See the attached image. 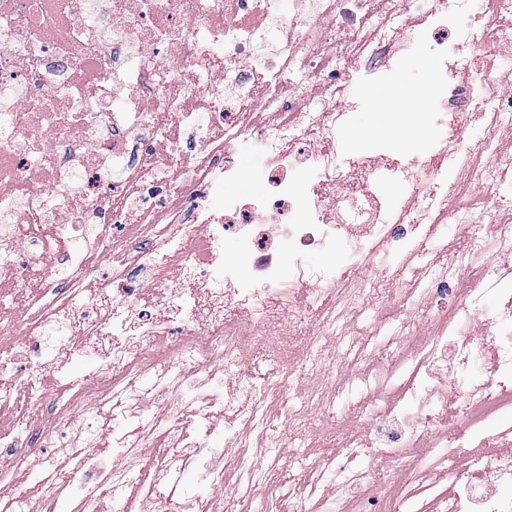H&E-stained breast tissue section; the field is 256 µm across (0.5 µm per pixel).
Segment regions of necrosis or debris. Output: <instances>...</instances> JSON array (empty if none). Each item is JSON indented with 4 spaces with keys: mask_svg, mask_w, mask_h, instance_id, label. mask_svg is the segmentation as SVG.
Instances as JSON below:
<instances>
[{
    "mask_svg": "<svg viewBox=\"0 0 512 512\" xmlns=\"http://www.w3.org/2000/svg\"><path fill=\"white\" fill-rule=\"evenodd\" d=\"M0 0V297L20 294L21 340L0 314V409L16 411L18 427L0 429V481L25 471L30 488L1 496L0 512H36L41 504L69 512L52 448L69 447L68 482L97 480L121 494L138 487L153 512H168L162 494L181 490L188 471L224 496L218 512H241L267 480L275 456L277 419L299 428L303 410L291 392L306 366L260 328L287 324L313 349L345 335L348 312L385 301L390 284L406 285L411 305L429 307V336L411 342L403 331L380 335L400 356L388 371L398 400L366 399L368 435L347 441V460L321 459L294 488L316 512H512V195L500 175L512 154L496 139L512 127V81L482 65L488 52L512 49V0L465 30L469 0ZM420 39L452 44L444 66L468 73L444 85L443 141L429 160L366 156L336 166L340 137L355 103L338 95L349 67L369 77L385 58L399 66ZM485 131L463 144L460 110ZM261 141L272 176L268 193L228 194L247 143ZM318 160L320 177L299 188L288 174ZM476 185L490 216L475 221L457 201L449 169ZM406 186L410 197L396 221L383 220L379 175ZM225 197L224 211L206 207ZM460 224L470 248L449 263L406 271L426 248L427 225ZM97 230L112 263L111 292L88 293L90 274L74 240ZM246 248L224 259V235ZM292 244L281 263V242ZM349 252L342 271L315 269L310 250ZM256 273L255 287L235 283L234 264ZM478 270L475 280L464 275ZM499 298L486 312L482 298ZM81 325L80 341L68 333ZM277 355L263 383L236 381L232 394L216 385L246 345ZM66 349V361L57 358ZM96 356L109 377L102 391L83 379L48 396L45 373ZM38 371L17 379L13 363ZM169 393L148 403L141 380ZM116 402L107 464L80 445L94 404ZM208 439L183 446L178 468L158 462L138 484L143 451L156 434H178L187 402ZM49 407L53 428L36 424ZM229 417L224 430L213 408ZM503 449L487 452L490 442Z\"/></svg>",
    "mask_w": 512,
    "mask_h": 512,
    "instance_id": "1",
    "label": "necrosis or debris"
}]
</instances>
